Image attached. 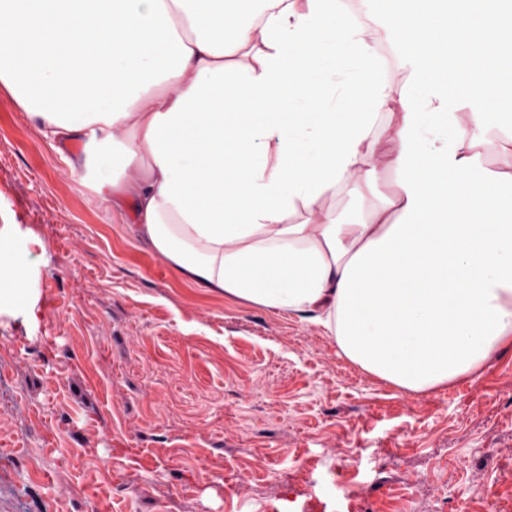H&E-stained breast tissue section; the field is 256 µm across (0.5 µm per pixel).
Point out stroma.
I'll list each match as a JSON object with an SVG mask.
<instances>
[{"label": "stroma", "instance_id": "35a3bbf8", "mask_svg": "<svg viewBox=\"0 0 512 512\" xmlns=\"http://www.w3.org/2000/svg\"><path fill=\"white\" fill-rule=\"evenodd\" d=\"M130 219L0 87V225L41 241L36 320L0 311V512H512V352L398 390L321 326L185 282Z\"/></svg>", "mask_w": 512, "mask_h": 512}]
</instances>
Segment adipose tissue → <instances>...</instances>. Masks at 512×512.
<instances>
[{"label":"adipose tissue","instance_id":"adipose-tissue-1","mask_svg":"<svg viewBox=\"0 0 512 512\" xmlns=\"http://www.w3.org/2000/svg\"><path fill=\"white\" fill-rule=\"evenodd\" d=\"M456 25L474 43L396 0H0V86L178 276L425 393L512 352V29ZM34 243L0 225L30 318Z\"/></svg>","mask_w":512,"mask_h":512}]
</instances>
